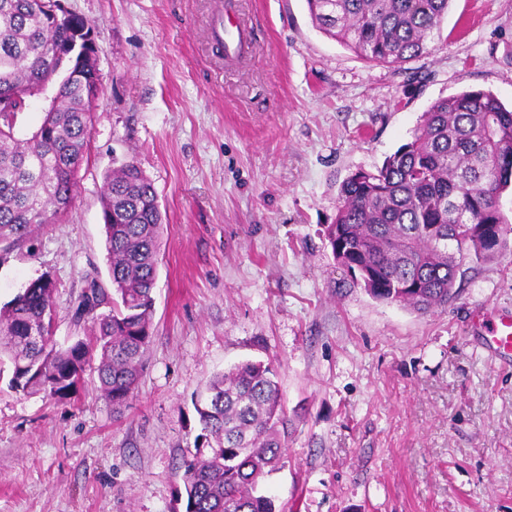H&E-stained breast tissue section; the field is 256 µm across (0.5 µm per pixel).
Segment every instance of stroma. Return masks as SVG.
<instances>
[{
	"instance_id": "35a3bbf8",
	"label": "stroma",
	"mask_w": 512,
	"mask_h": 512,
	"mask_svg": "<svg viewBox=\"0 0 512 512\" xmlns=\"http://www.w3.org/2000/svg\"><path fill=\"white\" fill-rule=\"evenodd\" d=\"M94 21L101 93L74 200L0 258V305L52 277L55 340L108 284L104 173L135 160L166 216L153 341L121 413L87 365L75 395L0 374V512H185L196 393L272 361L290 424L278 512H512V366L473 337L512 311V193L494 258H465L446 309L372 298L324 236L342 183L411 141L438 99L512 105V0H453L430 53L394 70L325 36L306 0H240L256 46L225 63L214 0H63Z\"/></svg>"
}]
</instances>
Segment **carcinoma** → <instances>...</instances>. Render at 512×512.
Listing matches in <instances>:
<instances>
[{
    "label": "carcinoma",
    "instance_id": "carcinoma-1",
    "mask_svg": "<svg viewBox=\"0 0 512 512\" xmlns=\"http://www.w3.org/2000/svg\"><path fill=\"white\" fill-rule=\"evenodd\" d=\"M451 0H306L316 27L370 63L398 68L430 51ZM94 24L65 21L39 0H0V244L31 237L70 204L87 157L98 72L76 71L75 42ZM53 88L40 126L17 136L25 88ZM512 186V109L491 92L463 90L435 101L412 140L374 171L343 182L325 236L334 259L376 300L429 312L454 297L459 261L483 260L503 242L499 200ZM102 214L112 290L78 296L86 334L53 340L55 282L42 276L0 307V364L9 388L68 396L98 359L99 390L116 410L133 396L152 341L153 289L165 224L157 192L128 160L104 177ZM454 242V250L443 244ZM42 332L34 343L30 336ZM272 363L245 361L214 377L194 402L201 444L182 475L185 512H275L267 494L284 466L288 413Z\"/></svg>",
    "mask_w": 512,
    "mask_h": 512
}]
</instances>
